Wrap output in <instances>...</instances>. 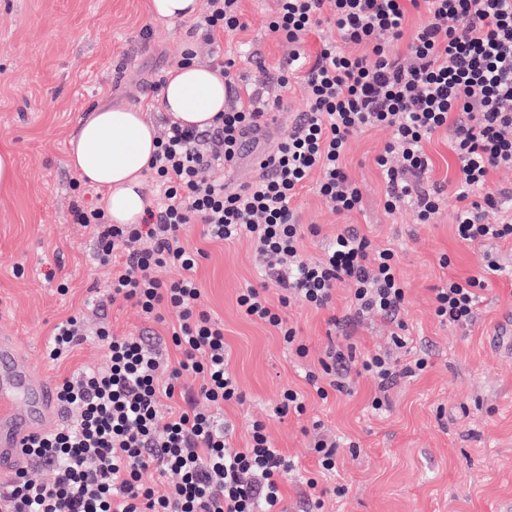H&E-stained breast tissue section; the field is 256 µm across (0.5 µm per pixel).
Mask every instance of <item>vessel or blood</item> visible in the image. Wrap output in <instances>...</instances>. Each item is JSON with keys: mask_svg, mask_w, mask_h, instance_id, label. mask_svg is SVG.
Listing matches in <instances>:
<instances>
[{"mask_svg": "<svg viewBox=\"0 0 512 512\" xmlns=\"http://www.w3.org/2000/svg\"><path fill=\"white\" fill-rule=\"evenodd\" d=\"M59 415L52 383L0 340V470L19 467L28 439L49 430Z\"/></svg>", "mask_w": 512, "mask_h": 512, "instance_id": "b4317fda", "label": "vessel or blood"}]
</instances>
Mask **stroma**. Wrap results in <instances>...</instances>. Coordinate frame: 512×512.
Masks as SVG:
<instances>
[{
  "mask_svg": "<svg viewBox=\"0 0 512 512\" xmlns=\"http://www.w3.org/2000/svg\"><path fill=\"white\" fill-rule=\"evenodd\" d=\"M245 31L228 49H241L238 72L245 86L272 101L273 120L287 134L305 108L301 76L288 90L276 83L288 56L286 42L267 21L273 0H241ZM150 27L149 39L140 31ZM192 22L154 20L148 0H0V150L16 159L12 186L0 190V340L12 341L50 382L104 362V350L87 339L60 363L44 353L56 324L83 312L88 325L108 321L117 336L158 338L171 354L164 324L143 319L129 305L111 303V272L94 261V244L72 220L73 204L96 201L94 186L75 188L78 178L67 161L79 120L102 104L141 108L156 128L155 85L164 80L190 41ZM389 138L371 130L351 138L346 162L361 188L363 208L336 215L314 187L295 199L302 224L319 227L305 242V255L318 260L322 248L351 225L377 247L394 249L407 286L402 314L414 351L428 361L419 376L389 390L386 412L372 410L375 382L351 374L349 391L321 400L303 378L318 368L329 340L355 345L358 352L392 345L393 324L379 315L347 321L349 291L337 286L329 308L290 304L285 316L309 349L296 358L271 329L245 319L237 306L244 288L267 280L251 243L212 242L202 225H192L191 242L202 248L198 277L201 302L224 323L228 367L244 394L240 403L211 406L234 447L248 443V429L260 420L275 447L300 470L283 487L284 512H303L304 478L314 470L309 450L314 423L340 437L336 470L321 477L327 488L324 512H506L512 505V275L490 277L470 325L440 322L433 314V289L448 277L481 274L487 255L512 268V242L461 244L455 234L456 199L431 223H416L411 211L384 208L385 184L374 164ZM449 264H442V257ZM54 280H47L48 271ZM66 294H59V284ZM307 396L302 416L276 414L285 389ZM345 489L334 495V487Z\"/></svg>",
  "mask_w": 512,
  "mask_h": 512,
  "instance_id": "stroma-1",
  "label": "stroma"
}]
</instances>
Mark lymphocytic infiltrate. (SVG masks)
<instances>
[{"instance_id":"f902f5d3","label":"lymphocytic infiltrate","mask_w":512,"mask_h":512,"mask_svg":"<svg viewBox=\"0 0 512 512\" xmlns=\"http://www.w3.org/2000/svg\"><path fill=\"white\" fill-rule=\"evenodd\" d=\"M240 0H205L181 63H194L206 46L224 77L231 103L205 133L167 123L149 169L154 199L138 224H111L102 207L74 205L75 223L96 243V260L110 267L111 302L134 305L148 319L173 313L170 340L177 353L165 363L144 337L113 335L108 324L95 331L106 349L104 365L60 379L56 396L68 423L33 437L27 466L0 489V512H281L282 485L296 465L273 443L261 422L250 428L246 447H232L223 425L202 410L199 400L220 405L242 398L224 353V329L200 306L197 271L205 253L191 247L190 225L203 227L211 241L250 238L268 260L282 293L270 301L264 289L249 287L237 298L244 317L274 329L283 343L305 357L307 349L284 310L290 300L328 307L337 284L350 292L352 316L380 315L399 322L406 289L397 255L374 247L357 229H340L323 258L305 261L306 236L317 226L299 224L293 202L308 183L337 215L362 208V193L350 176L345 155L356 133L385 127L391 139L375 163L386 181L388 213L411 209L427 223L448 198H456L454 226L461 242L512 241V217L488 189L490 172L512 170V0H275L268 28L293 50L277 74L287 87L303 71L305 108L296 124L271 150L261 176L228 188L220 172L233 168L238 145L263 126L266 108L244 104L234 58L225 57L218 32L243 29ZM424 20L405 31L410 12ZM338 38L307 56V36L322 24ZM451 131L456 159L452 191L432 183L433 165L425 145ZM128 250L117 258L115 246ZM176 271L164 279L162 271ZM487 258L482 275L448 278L434 290L439 321L469 324L488 278L500 274ZM74 313L58 323L46 347L49 362L67 358L88 336ZM350 356L328 344L320 371L305 379L320 399L343 392ZM361 366L380 394L371 406L386 407V392L426 366L417 357L400 363L389 353L363 356ZM199 377L198 398L188 396L183 375ZM339 441L315 433L310 449L316 476L306 480L311 512L324 505L320 476L336 469ZM51 467L47 481L33 478L29 464ZM156 469L169 477L161 487L143 483Z\"/></svg>"}]
</instances>
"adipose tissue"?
<instances>
[{
    "label": "adipose tissue",
    "instance_id": "1",
    "mask_svg": "<svg viewBox=\"0 0 512 512\" xmlns=\"http://www.w3.org/2000/svg\"><path fill=\"white\" fill-rule=\"evenodd\" d=\"M156 101L162 112L182 126L207 129L225 108L224 78L214 69L195 64L172 68ZM156 146V129L140 110L105 105L79 121L70 140L68 164L102 190V206L110 223L137 224L147 206L144 179Z\"/></svg>",
    "mask_w": 512,
    "mask_h": 512
}]
</instances>
